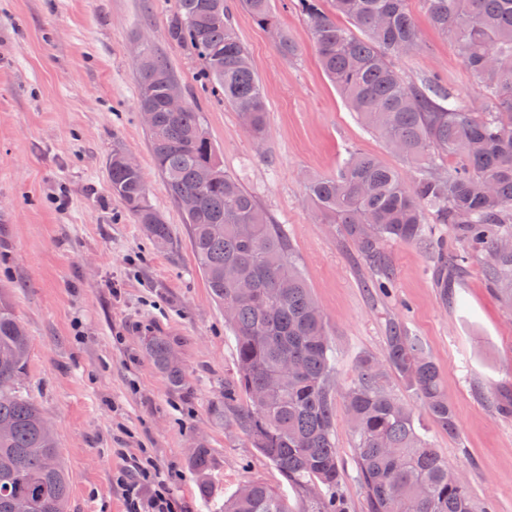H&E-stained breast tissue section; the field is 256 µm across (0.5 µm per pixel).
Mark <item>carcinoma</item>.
I'll return each mask as SVG.
<instances>
[{"mask_svg": "<svg viewBox=\"0 0 512 512\" xmlns=\"http://www.w3.org/2000/svg\"><path fill=\"white\" fill-rule=\"evenodd\" d=\"M408 0H296L318 50L320 66L359 122L419 169L405 181L379 157L353 151L333 177L310 181V199L369 260L371 287L391 273L388 241L426 238L425 212L446 224L466 253L484 257L494 289L512 303V0H424L431 24L451 36L491 106L474 108L437 84L405 80L393 58L420 50ZM260 26H276L271 0H241ZM359 30V37L354 30ZM172 40L188 45L202 75L218 85L243 127L263 133L266 102L249 52L237 36L226 0H178ZM176 76L150 48L139 60L138 108L154 112L147 129L155 168L189 226V241L211 294L236 341V377L224 399L242 397L238 420L253 446L306 498L298 508L272 486L253 480L224 499V512H347L336 451L333 347L324 315L297 264L286 231L270 222L255 196L232 174L190 100L170 112L165 98ZM456 165L443 170V160ZM112 193L160 247L170 227L151 204L142 170L112 153ZM383 358L361 357L343 389L355 437L357 478L369 512H494L417 426L408 402L389 386L395 376L431 421L459 433L440 369L403 325H388ZM144 347L173 388L184 373L168 336ZM30 339L8 294L0 290V512L25 500L29 512H68L70 482L46 417L16 385L27 371ZM209 474V450L192 459Z\"/></svg>", "mask_w": 512, "mask_h": 512, "instance_id": "obj_1", "label": "carcinoma"}]
</instances>
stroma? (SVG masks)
Returning a JSON list of instances; mask_svg holds the SVG:
<instances>
[{
	"instance_id": "obj_1",
	"label": "stroma",
	"mask_w": 512,
	"mask_h": 512,
	"mask_svg": "<svg viewBox=\"0 0 512 512\" xmlns=\"http://www.w3.org/2000/svg\"><path fill=\"white\" fill-rule=\"evenodd\" d=\"M177 0H0V286L31 338L21 385L52 423L70 478L69 512H124L118 475L149 450L173 471L182 512H223L225 497L250 480L302 494L253 448L225 403L235 376V341L212 299L169 198L136 104L139 54L149 45L172 66L203 113L225 169L283 225L327 321L340 385L360 356L383 357L390 321L403 323L438 364L460 429L451 437L426 413L418 418L433 448L473 495L512 512V306L471 257L440 281L437 251L460 247L448 227L434 239L384 246L388 294H375L368 261L308 198L315 178L335 175L349 151L378 156L413 179L414 168L369 132L322 74L305 19L290 0H272L277 32L257 26L226 0L249 50L266 104L261 139L231 105L206 88L201 63L170 40ZM421 48L394 65L409 81L439 79L466 104L486 92L457 44L430 24L422 0H408ZM295 57L284 56L277 34ZM131 155L149 199L171 228L157 249L113 196L114 151ZM174 339L185 373L172 388L142 338ZM336 448L349 512H368L343 400L335 402ZM208 448L210 493L201 496L190 461Z\"/></svg>"
}]
</instances>
